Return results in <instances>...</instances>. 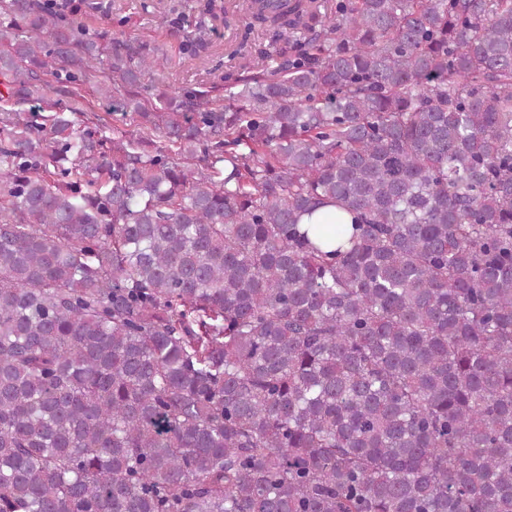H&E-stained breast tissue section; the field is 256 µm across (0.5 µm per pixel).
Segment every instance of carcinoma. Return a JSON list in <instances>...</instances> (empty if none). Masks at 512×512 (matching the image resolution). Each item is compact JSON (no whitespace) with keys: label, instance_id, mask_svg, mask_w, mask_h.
<instances>
[{"label":"carcinoma","instance_id":"obj_1","mask_svg":"<svg viewBox=\"0 0 512 512\" xmlns=\"http://www.w3.org/2000/svg\"><path fill=\"white\" fill-rule=\"evenodd\" d=\"M238 12L221 95L0 0V512H512V0Z\"/></svg>","mask_w":512,"mask_h":512}]
</instances>
